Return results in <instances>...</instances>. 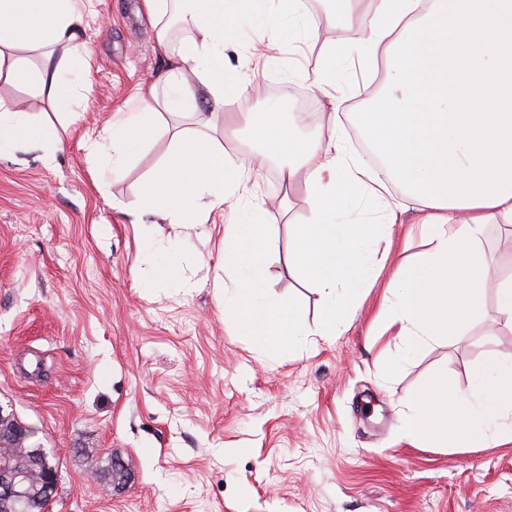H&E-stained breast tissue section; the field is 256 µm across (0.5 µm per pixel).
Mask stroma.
Masks as SVG:
<instances>
[{"label":"stroma","instance_id":"stroma-1","mask_svg":"<svg viewBox=\"0 0 512 512\" xmlns=\"http://www.w3.org/2000/svg\"><path fill=\"white\" fill-rule=\"evenodd\" d=\"M85 4L90 67L64 73L75 87L70 112L0 80L11 111L53 124L58 137L0 154V406L59 467L49 512H512V416L481 448H430L402 432L433 382L468 394L490 352L512 356L495 282L460 336L409 353L376 321L386 270L338 335L287 345L242 335L224 312L235 284L224 276L223 224H137L116 209L136 198L170 140L116 165L108 122L168 61L142 0ZM321 61L320 46L301 44L265 71L281 120L309 96L289 64L309 71ZM384 81L380 71L345 89L335 110L309 96L299 135L332 127L338 113L356 129ZM90 131L94 153L82 144ZM283 192L268 165L257 188L274 241L265 289L312 327L325 297L291 259L293 227L309 212L300 190L281 210ZM391 197L402 211L390 257L418 259L431 246L416 204L397 186ZM168 257L177 267L167 277ZM91 457L112 459V490L91 473Z\"/></svg>","mask_w":512,"mask_h":512}]
</instances>
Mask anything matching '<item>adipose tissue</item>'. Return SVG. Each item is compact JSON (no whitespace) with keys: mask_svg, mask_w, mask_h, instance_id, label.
Here are the masks:
<instances>
[{"mask_svg":"<svg viewBox=\"0 0 512 512\" xmlns=\"http://www.w3.org/2000/svg\"><path fill=\"white\" fill-rule=\"evenodd\" d=\"M345 3L341 14L315 17L302 0H143L170 68L162 84L137 87L134 111L113 118V150L137 154L161 133V113L194 115L200 95L214 112L247 103L248 111L232 119L252 130L260 148L242 162L214 137L172 132L169 153L123 209L139 220L151 215L172 224H207L214 214L230 212L233 221L224 227V273L236 283L230 306L244 335L283 342L299 335V311L261 295L271 235L254 187L268 158H277L282 180L305 190L310 218L295 227L291 257L326 296L317 336L337 335L341 308L379 277L381 266L366 255L397 222L401 206L388 194L399 185L421 211L432 250L397 265L381 323L406 342L451 339L482 311L488 268L477 243L485 227L512 230V0ZM174 24L186 33L176 46ZM87 25L84 0H0V78L32 87L56 111H69L74 88L63 73L74 61L54 59L52 51L76 41ZM246 25L271 42L285 31L321 43L327 62L306 80L331 100L336 76L329 59L355 60L367 71L384 66L386 89L361 117L377 164L354 155L339 129L302 142L278 121L265 106L259 69L249 57L224 62ZM353 27L362 33L358 43L321 39ZM35 52L43 56L37 65L29 61ZM55 135L53 126L0 105V149ZM366 199L382 206L373 223L361 225L350 215ZM506 412H512V359L493 354L475 377L472 398L434 384L413 400L403 428L407 437L432 445L453 439L481 447Z\"/></svg>","mask_w":512,"mask_h":512,"instance_id":"ef3b65f1","label":"adipose tissue"}]
</instances>
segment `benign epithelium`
I'll list each match as a JSON object with an SVG mask.
<instances>
[{"label":"benign epithelium","mask_w":512,"mask_h":512,"mask_svg":"<svg viewBox=\"0 0 512 512\" xmlns=\"http://www.w3.org/2000/svg\"><path fill=\"white\" fill-rule=\"evenodd\" d=\"M35 433L0 407V512H46L59 483V468L49 456L4 453L6 448H35Z\"/></svg>","instance_id":"1"}]
</instances>
